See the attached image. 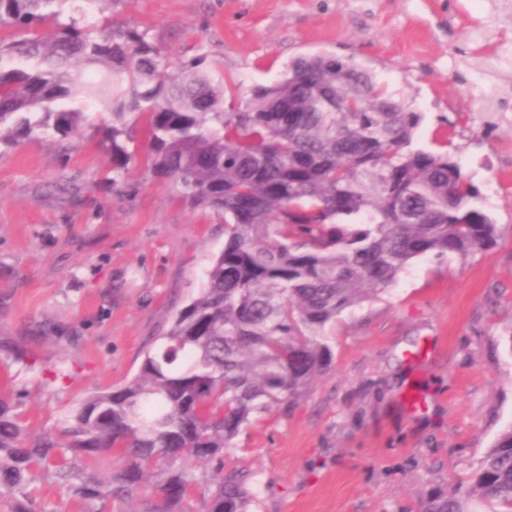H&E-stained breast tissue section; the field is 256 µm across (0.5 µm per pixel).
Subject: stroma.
I'll return each instance as SVG.
<instances>
[{"label": "stroma", "mask_w": 512, "mask_h": 512, "mask_svg": "<svg viewBox=\"0 0 512 512\" xmlns=\"http://www.w3.org/2000/svg\"><path fill=\"white\" fill-rule=\"evenodd\" d=\"M498 0H116L99 26L144 32L169 63L206 56L241 90L326 53L399 91L481 190L494 246L426 256L327 330L329 368L288 413L234 441L258 482L248 512H420L512 425V41ZM112 160L91 129L0 149V388L30 429L126 384L195 297L224 226L167 181ZM61 376H51V368Z\"/></svg>", "instance_id": "1"}]
</instances>
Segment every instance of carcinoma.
<instances>
[{
	"instance_id": "obj_1",
	"label": "carcinoma",
	"mask_w": 512,
	"mask_h": 512,
	"mask_svg": "<svg viewBox=\"0 0 512 512\" xmlns=\"http://www.w3.org/2000/svg\"><path fill=\"white\" fill-rule=\"evenodd\" d=\"M66 2L0 0V25L17 29L0 40V147L93 128L116 182L139 123L146 169L224 223V248L127 384L88 394L41 433L0 396V492L10 512H34L27 488L41 473L82 512L112 501L246 512L253 474L226 463L232 441L272 408L288 412L327 369L326 328L416 258L492 247L496 224L448 152L413 147L421 113L355 64L300 58L239 102L206 57L169 72L135 29L61 22ZM101 111L112 124H98ZM477 504L512 512V425L420 512Z\"/></svg>"
}]
</instances>
